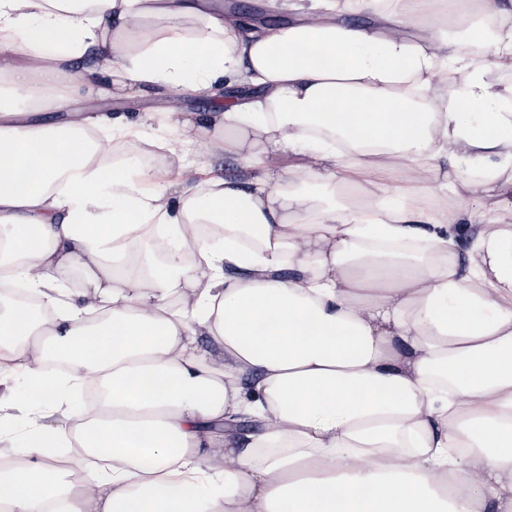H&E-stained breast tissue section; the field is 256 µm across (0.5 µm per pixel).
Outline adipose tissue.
<instances>
[{"label":"adipose tissue","mask_w":512,"mask_h":512,"mask_svg":"<svg viewBox=\"0 0 512 512\" xmlns=\"http://www.w3.org/2000/svg\"><path fill=\"white\" fill-rule=\"evenodd\" d=\"M0 384L67 418L0 451V512H512V228L450 252L512 162V0H0ZM99 99L226 82L185 120L250 183L171 190L87 118ZM22 99L17 109L14 99ZM303 155L288 176L269 156ZM97 413L78 403L88 374ZM251 421L247 430L226 422ZM112 451L80 484L43 440ZM224 12L243 16H272L277 19L285 17L286 13L280 8L281 0H223ZM236 4L235 9L233 5ZM448 197H457L458 201L461 202V221L455 225L454 228V242H455V254L461 264L467 262L468 253L472 245V237L470 235L469 224H486L491 217H496L499 224H511L512 226V211L505 208L502 200L506 197L512 199L510 194H501L498 190L491 193H483L482 199L479 203H473L469 200V194L466 188L456 183L454 192L452 183V167L448 163ZM459 207V208H460Z\"/></svg>","instance_id":"ef3b65f1"}]
</instances>
